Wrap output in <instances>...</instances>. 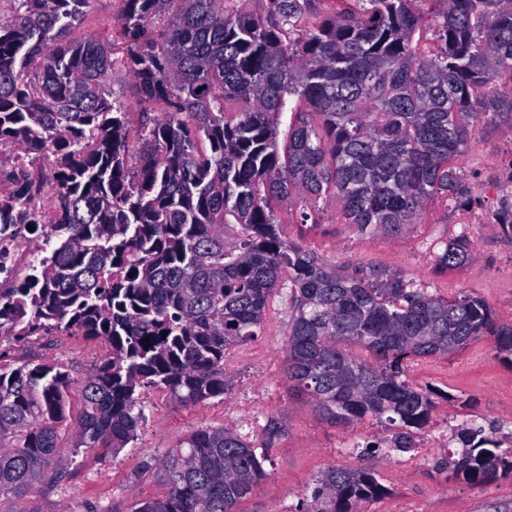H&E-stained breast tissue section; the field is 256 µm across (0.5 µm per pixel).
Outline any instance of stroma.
Here are the masks:
<instances>
[{
	"instance_id": "1",
	"label": "stroma",
	"mask_w": 512,
	"mask_h": 512,
	"mask_svg": "<svg viewBox=\"0 0 512 512\" xmlns=\"http://www.w3.org/2000/svg\"><path fill=\"white\" fill-rule=\"evenodd\" d=\"M119 0H90L79 30L120 41ZM477 201L471 208L476 224L466 228L476 246L474 259L463 267L436 269L434 247L454 238L462 228L463 210L445 199L425 206L416 223L397 234L362 235L345 224L335 204H328L319 223H298L289 205L276 206L283 235L315 252L330 264L353 268L376 265L403 271L445 298L469 291L484 299L497 319L512 322V235L502 232L493 215L501 200L512 194V123L497 121L477 131L459 160ZM102 339L65 331L16 344L20 362H55L80 380L109 357ZM286 351L273 349L269 366L240 361L225 371V397L185 407L163 399L146 408V420L133 446L118 456L79 451L63 467L60 484L30 494L0 500V512H129L134 500L163 497L166 485L156 472L158 461L189 433L224 424V402L265 387L270 403L259 442L266 476L256 493L241 503V512H286L312 487L320 472L344 464L359 467V457L345 459L344 443L379 434L380 423L364 419L349 427L327 423L298 400L285 377ZM416 384L431 383L450 393L432 413V426L456 425L477 418L484 425L512 431V368L496 357L495 339L481 337L466 349L416 362L410 372ZM447 449L425 455L413 449L409 457L380 456L369 464L388 487L385 497L363 504L362 512H512V481L472 486L446 479L436 464Z\"/></svg>"
}]
</instances>
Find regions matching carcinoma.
Masks as SVG:
<instances>
[{
  "instance_id": "1",
  "label": "carcinoma",
  "mask_w": 512,
  "mask_h": 512,
  "mask_svg": "<svg viewBox=\"0 0 512 512\" xmlns=\"http://www.w3.org/2000/svg\"><path fill=\"white\" fill-rule=\"evenodd\" d=\"M123 46L76 34L88 0H9L0 20V139L42 152L44 185L5 169L0 234L45 238L35 274L0 289V497L62 470L58 432L72 379L58 364L10 357L17 342L54 331L102 337L112 356L81 383L71 447L117 455L144 423L143 394L183 406L222 397L224 356L261 335L268 298L290 309V390L333 425L372 418L394 431L385 452L408 453L430 423L433 384L412 363L495 338L512 365V323L478 296L442 298L400 271L325 262L280 232L271 201L316 224L334 201L362 233H397L442 197L472 195L455 163L487 116L512 120V0H443L425 21L418 0H119ZM432 30L437 51L418 55ZM133 79L149 105L128 144L122 98ZM242 109L226 115L228 100ZM290 113L285 131L281 117ZM232 233L227 237L226 233ZM467 229L435 266L472 259ZM460 451L437 470L455 481L512 479V448L475 420L452 429ZM266 458L236 429L202 427L160 460L168 486L130 512H240L266 477ZM387 488L368 468L331 466L306 512H360Z\"/></svg>"
}]
</instances>
